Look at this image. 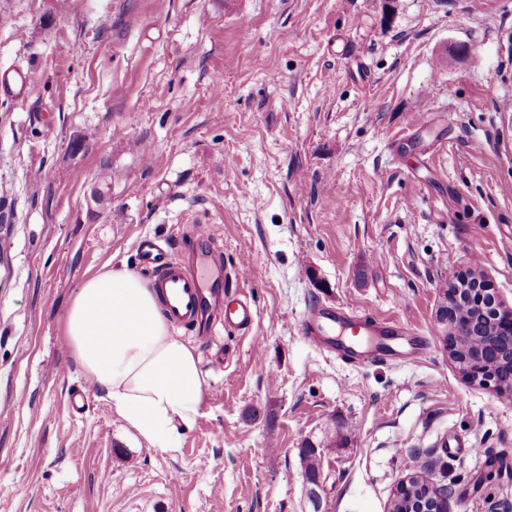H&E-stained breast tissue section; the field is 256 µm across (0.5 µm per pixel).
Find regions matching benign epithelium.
<instances>
[{"instance_id": "7a95c632", "label": "benign epithelium", "mask_w": 512, "mask_h": 512, "mask_svg": "<svg viewBox=\"0 0 512 512\" xmlns=\"http://www.w3.org/2000/svg\"><path fill=\"white\" fill-rule=\"evenodd\" d=\"M437 317L450 336L489 338L468 353L448 351L459 371L470 381L500 392H512V311L504 309L492 289L477 273L463 277L448 287ZM426 503L420 512H447L448 490L426 482Z\"/></svg>"}]
</instances>
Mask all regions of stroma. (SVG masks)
<instances>
[{"mask_svg": "<svg viewBox=\"0 0 512 512\" xmlns=\"http://www.w3.org/2000/svg\"><path fill=\"white\" fill-rule=\"evenodd\" d=\"M0 512H390L432 473L448 512L512 504V395L468 382L437 321L476 270L512 308V0H0ZM207 226L257 318L192 345L208 395L147 447L61 338L86 277L179 257ZM248 253L252 276L236 268ZM346 304L418 360L303 335ZM473 451L452 455L453 437Z\"/></svg>", "mask_w": 512, "mask_h": 512, "instance_id": "1", "label": "stroma"}]
</instances>
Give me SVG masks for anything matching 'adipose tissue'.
Listing matches in <instances>:
<instances>
[{
  "label": "adipose tissue",
  "instance_id": "1",
  "mask_svg": "<svg viewBox=\"0 0 512 512\" xmlns=\"http://www.w3.org/2000/svg\"><path fill=\"white\" fill-rule=\"evenodd\" d=\"M73 361L148 447L175 450L206 401L194 347L174 336L159 293L126 263H105L62 322Z\"/></svg>",
  "mask_w": 512,
  "mask_h": 512
}]
</instances>
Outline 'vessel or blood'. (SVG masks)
<instances>
[{
	"label": "vessel or blood",
	"mask_w": 512,
	"mask_h": 512,
	"mask_svg": "<svg viewBox=\"0 0 512 512\" xmlns=\"http://www.w3.org/2000/svg\"><path fill=\"white\" fill-rule=\"evenodd\" d=\"M138 256L173 325L192 327L203 338L218 322L231 331L251 327L255 313L249 299L243 294L228 298L224 268L212 262L210 255L180 261L146 241L140 245ZM302 331L314 344L335 350L340 356L356 362H376L389 356L387 336L406 335L410 329L405 322L381 316L361 318L341 305L307 317Z\"/></svg>",
	"instance_id": "1"
}]
</instances>
